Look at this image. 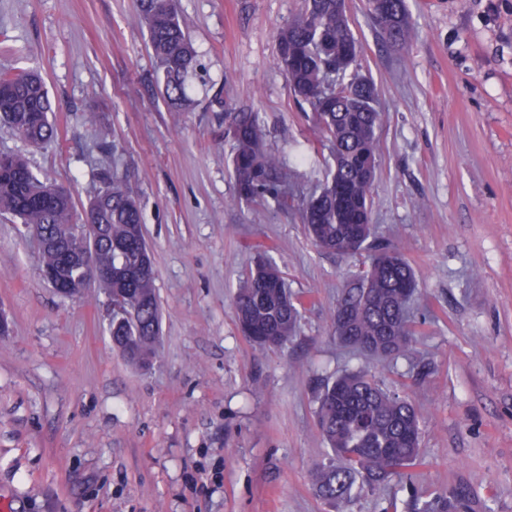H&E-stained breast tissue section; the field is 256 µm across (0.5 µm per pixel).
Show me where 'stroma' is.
Wrapping results in <instances>:
<instances>
[{
    "label": "stroma",
    "instance_id": "35a3bbf8",
    "mask_svg": "<svg viewBox=\"0 0 512 512\" xmlns=\"http://www.w3.org/2000/svg\"><path fill=\"white\" fill-rule=\"evenodd\" d=\"M360 69L378 88L376 235L414 269L415 352L374 364L338 344L329 311L360 256L321 250L297 213L252 220L235 197L224 113L258 112L299 193L324 180L321 136L278 68L302 0H178L197 51L180 110L164 100L136 0H0V72L40 70L57 137L35 151L0 124V154L83 206L115 169L140 203L162 330L149 370L113 348L104 297L58 296L39 250L0 216V501L9 512H414L448 488L471 512H512V0H407L416 37L388 47L367 0H347ZM96 113L98 128L84 113ZM304 297L281 349L241 336L234 296L260 254ZM372 368L422 392L411 482L360 484L339 505L312 469L331 452L318 397Z\"/></svg>",
    "mask_w": 512,
    "mask_h": 512
}]
</instances>
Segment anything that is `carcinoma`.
Returning <instances> with one entry per match:
<instances>
[{
    "label": "carcinoma",
    "mask_w": 512,
    "mask_h": 512,
    "mask_svg": "<svg viewBox=\"0 0 512 512\" xmlns=\"http://www.w3.org/2000/svg\"><path fill=\"white\" fill-rule=\"evenodd\" d=\"M369 4L383 39L393 45L412 40L407 0ZM138 12L157 79L167 102L177 107L186 98V78L197 66L177 0H139ZM360 51L346 0H304L279 29L276 63L292 97L310 106L323 132L321 150L333 161L325 182L309 197L298 196L288 164L265 147L259 113L235 108L226 119L234 142L235 195L256 206L255 221L273 208L293 209L319 248L339 255L369 253L368 267L349 275L330 320L336 341L384 363L415 345L409 305L417 283L401 242L381 241L375 233L371 195L381 155V113L375 81L355 65ZM52 111L39 72H0V120L34 150L56 138ZM0 214L19 218L40 236L63 226L99 225L96 258L111 263L113 274L112 280L97 283L98 292L135 310L131 318L112 317V344L134 365L155 354L160 332L156 272L139 268L147 247L142 216L118 178L105 173L79 212L69 191L40 180L25 157L6 155L0 164ZM234 309L242 335L259 349L286 344L300 318V302L269 259L256 263L235 295ZM316 416L321 436L341 461L314 470L326 500L346 499L359 476L383 483L419 464L423 404L383 389L366 370L345 373L324 386ZM469 506L467 490L457 486L437 502L424 503L421 512H467Z\"/></svg>",
    "instance_id": "cac0c4a2"
}]
</instances>
